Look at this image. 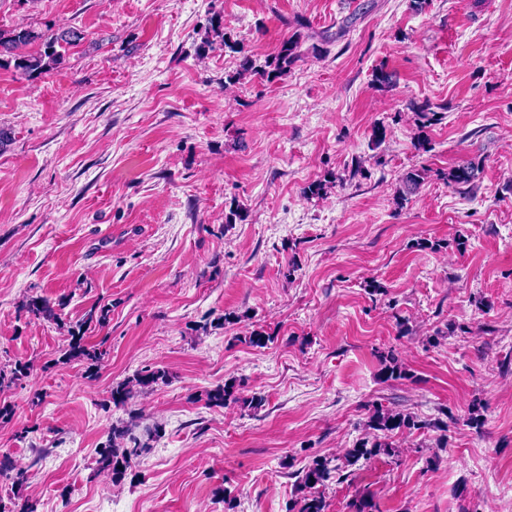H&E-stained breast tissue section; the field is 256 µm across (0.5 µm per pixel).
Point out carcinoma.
Here are the masks:
<instances>
[{
  "label": "carcinoma",
  "mask_w": 512,
  "mask_h": 512,
  "mask_svg": "<svg viewBox=\"0 0 512 512\" xmlns=\"http://www.w3.org/2000/svg\"><path fill=\"white\" fill-rule=\"evenodd\" d=\"M301 34L295 32L284 41L277 53L268 58L263 66L255 65L249 51L244 44L231 37L224 27L223 16L217 14L210 19L205 29L202 48H220L238 55L239 65L236 72L227 76L226 83L236 84L247 76L261 81L272 82L285 76L290 67L300 58L298 48ZM34 42L41 45L35 53H28L24 48ZM72 43L70 32L41 33L33 29L16 27L11 30L0 29V61L8 57L14 62V68L22 74L33 77L44 74L60 65L63 55L57 50L61 43ZM479 170V163L468 159L448 171L445 179L449 186L463 193L469 188ZM427 175V169H415L407 172L401 179L396 190L394 200L398 208L402 209L412 197L417 195ZM62 303H53L45 297H31L23 304V310L29 317L39 320L45 319L56 324L60 323V310ZM107 310L101 309L100 314L89 313L85 321L71 325L67 328L69 341L63 353V358L69 361H82L87 364V372H96L102 362V353L90 346L87 342L86 332L90 323L95 321L99 326L107 322ZM30 373V365L17 362L5 373L0 369V388L12 384ZM381 376L384 381H396L408 377V369L399 358L390 351L381 356ZM168 381V372L163 368H149L138 371L131 377L112 385L110 399L116 407H124L136 393H147L153 387L165 384ZM208 403L215 407H225L231 403H242L252 409L263 406L265 399L254 394L249 398H242L235 383L228 382L218 385L207 393ZM368 416L366 427L370 436L362 439L355 447L345 450L343 455L314 456L301 469L292 473L296 478L295 490L298 498L295 505L288 506V512H326L327 503L319 487L325 485L334 474L356 464L359 460H370L378 455H393L395 447L391 438L398 432L412 429L433 428L440 431V441L448 440V422L437 419L435 421H419L409 413L386 409L373 403L367 407ZM138 413L133 412L130 421L122 426L112 427L107 444L98 450L97 463L99 470L111 477L112 483L122 482L135 462V460L148 453L150 448L138 443V437L133 434ZM12 480V487H22L28 479L27 470L18 466L10 456H0V477ZM348 512H378L373 496L362 493L347 503Z\"/></svg>",
  "instance_id": "obj_1"
}]
</instances>
